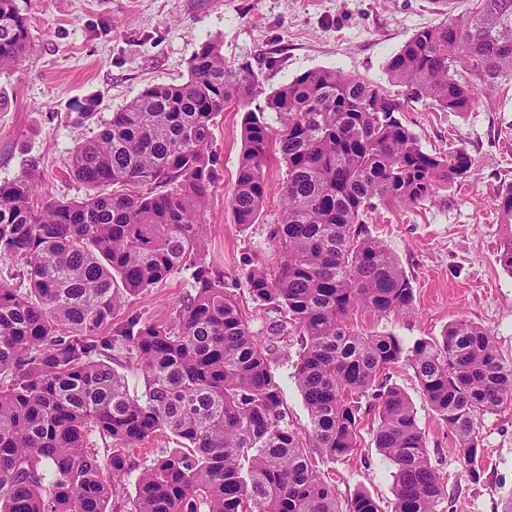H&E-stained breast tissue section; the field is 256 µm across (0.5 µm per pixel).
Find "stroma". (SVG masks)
Masks as SVG:
<instances>
[{
  "label": "stroma",
  "instance_id": "35a3bbf8",
  "mask_svg": "<svg viewBox=\"0 0 512 512\" xmlns=\"http://www.w3.org/2000/svg\"><path fill=\"white\" fill-rule=\"evenodd\" d=\"M29 23L32 49L15 69L0 73V183L29 169L39 190L57 197L84 195L67 177L70 152L91 136L94 125L75 126L73 113L87 99L98 101L94 124L151 84H177L189 73L202 42L219 39L229 65L250 63L272 90L317 67H336L385 83L388 58L420 28L465 13L472 0H15ZM280 65L269 68L268 58ZM245 112L225 106L214 131L219 181L206 213L207 261L224 275V286L257 336H265L274 311L255 303L244 286L253 265H276L267 226L279 213L277 188L286 168L271 163V191L258 223L240 228L230 199L234 189ZM423 149L438 152L464 145L474 161L464 185L439 187L433 200L415 207L378 206L368 227L395 254L410 279L414 306L401 315L356 314L362 333L390 332L405 344L441 336L448 323L464 319L491 331L500 354L512 361V274L498 256L502 226L492 200L512 183V88L479 100L468 112H437L417 104L401 115ZM191 273L122 303L119 313H140L167 322L190 291ZM274 371L291 428L304 430L309 416L292 378L299 345L295 336L277 343ZM391 381L413 402L433 467L441 474L447 512H501L512 492V401L478 421L486 470L472 483L453 452L454 437L427 403L411 369L397 365ZM374 417H367L360 446L347 459L320 464L339 500L365 490L383 508L393 500V467L373 444ZM159 432L125 451L127 473L111 502L112 512H130L136 478L163 450L175 447Z\"/></svg>",
  "mask_w": 512,
  "mask_h": 512
}]
</instances>
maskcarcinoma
Segmentation results:
<instances>
[{"instance_id": "carcinoma-1", "label": "carcinoma", "mask_w": 512, "mask_h": 512, "mask_svg": "<svg viewBox=\"0 0 512 512\" xmlns=\"http://www.w3.org/2000/svg\"><path fill=\"white\" fill-rule=\"evenodd\" d=\"M30 47L27 18L0 0V71ZM385 73L400 94L333 68L267 93L250 64H227L222 42L209 39L185 81L148 86L72 149L68 175L84 197L38 193L33 171L0 183V258L27 281L0 282V512H108L123 450L158 431L191 452L165 451L144 467L130 512H383L366 491L339 507L316 465L353 453L373 410V443L395 467L391 512H445L413 404L390 383L400 363L480 481L478 418L512 401V362L490 331L456 320L441 338L407 346L390 332L362 334L350 318L412 309L409 278L367 220L379 203L413 207L463 184L473 159L463 146L424 151L400 113L413 103L468 112L478 93L512 85V0H475L416 31ZM232 102L246 108L236 224L258 221L271 157L286 166L267 225L279 262L244 277L256 303L285 315L264 341L206 263L214 130ZM96 106H78L74 122L92 123ZM493 207L506 229L499 262L512 274V184ZM185 269L193 292L168 322L115 321L123 297ZM290 327L302 343L293 372L309 415L302 434L288 426L272 369L273 338ZM119 358L135 362L142 394L112 367ZM94 435L111 441L106 464Z\"/></svg>"}]
</instances>
